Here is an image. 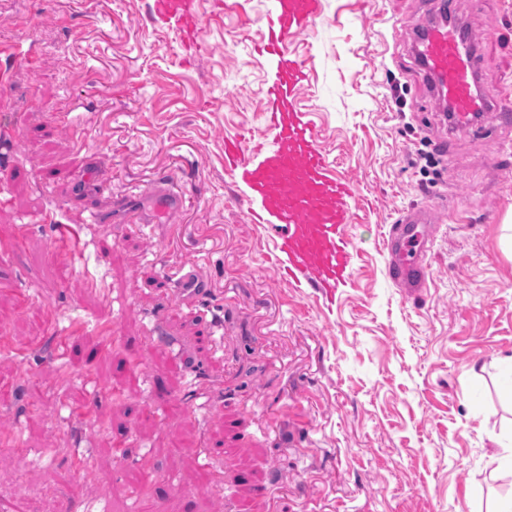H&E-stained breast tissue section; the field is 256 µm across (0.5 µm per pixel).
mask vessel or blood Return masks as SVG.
<instances>
[{"label":"vessel or blood","instance_id":"1","mask_svg":"<svg viewBox=\"0 0 512 512\" xmlns=\"http://www.w3.org/2000/svg\"><path fill=\"white\" fill-rule=\"evenodd\" d=\"M152 11L158 17L180 15L185 41L198 49L204 46L206 26L193 0H153ZM321 12L322 0H273L263 21L260 48L274 66L263 99L272 140L225 138L224 169L244 187L242 202L252 222L275 230V267L291 281L333 293L347 284L355 265L356 253L346 233L355 187L337 175L316 124L299 108L307 61L293 48ZM418 38V75L450 101L460 125H467L478 110L512 116L511 88L491 99L481 94L482 79L473 68L471 42L464 33L430 25ZM32 61L18 39L1 37L0 89H10L17 67ZM429 214L425 207L405 212L384 240L393 279L414 292L427 284L426 255L434 237Z\"/></svg>","mask_w":512,"mask_h":512}]
</instances>
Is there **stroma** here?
I'll return each mask as SVG.
<instances>
[{
    "label": "stroma",
    "instance_id": "35a3bbf8",
    "mask_svg": "<svg viewBox=\"0 0 512 512\" xmlns=\"http://www.w3.org/2000/svg\"><path fill=\"white\" fill-rule=\"evenodd\" d=\"M93 2L0 0L38 60L0 93L20 131L0 187V512H258L262 489L265 512H495L512 497V123L449 125L419 81L413 31L439 0H323L294 44L312 67L301 106L356 186L352 281L331 307L274 268L224 170L225 135L270 136L255 47L272 0H198V53L152 0ZM457 9L497 95L512 0ZM65 100L79 131L50 120ZM428 141L444 162L426 183ZM413 206L437 223L416 298L382 246ZM54 207L60 225L32 223ZM61 226L75 256L52 252ZM189 272L209 291L194 305ZM74 321L56 357L48 329Z\"/></svg>",
    "mask_w": 512,
    "mask_h": 512
}]
</instances>
